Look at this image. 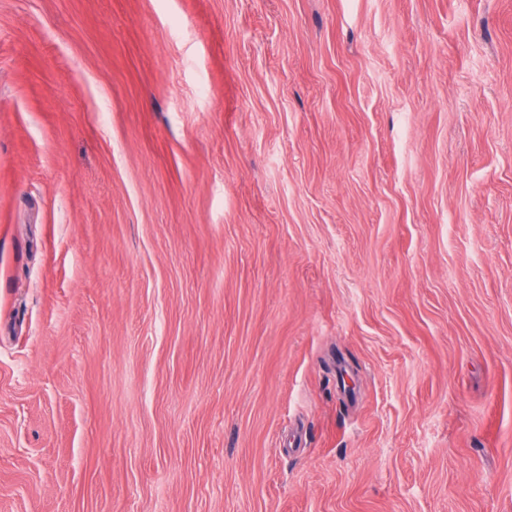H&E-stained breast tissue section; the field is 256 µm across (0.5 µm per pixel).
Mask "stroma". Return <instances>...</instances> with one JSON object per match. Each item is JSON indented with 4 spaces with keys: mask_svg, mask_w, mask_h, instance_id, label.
Listing matches in <instances>:
<instances>
[{
    "mask_svg": "<svg viewBox=\"0 0 512 512\" xmlns=\"http://www.w3.org/2000/svg\"><path fill=\"white\" fill-rule=\"evenodd\" d=\"M0 512H512V0H0Z\"/></svg>",
    "mask_w": 512,
    "mask_h": 512,
    "instance_id": "stroma-1",
    "label": "stroma"
}]
</instances>
